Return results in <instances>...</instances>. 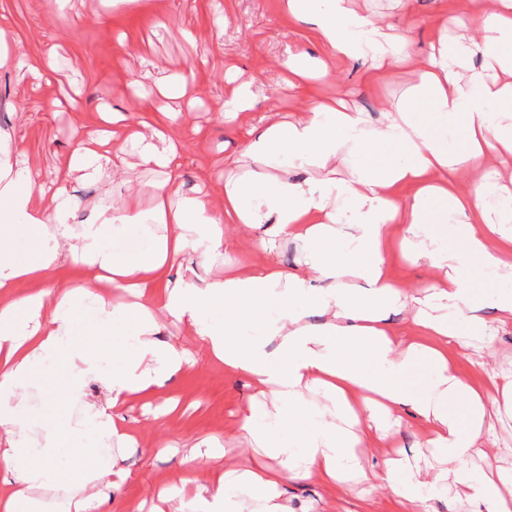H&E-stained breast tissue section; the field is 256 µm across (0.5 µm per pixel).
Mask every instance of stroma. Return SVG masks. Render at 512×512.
Returning a JSON list of instances; mask_svg holds the SVG:
<instances>
[{"instance_id": "1", "label": "stroma", "mask_w": 512, "mask_h": 512, "mask_svg": "<svg viewBox=\"0 0 512 512\" xmlns=\"http://www.w3.org/2000/svg\"><path fill=\"white\" fill-rule=\"evenodd\" d=\"M282 0H0V51L12 63L0 67V154L13 168H25L43 183H51L57 169L82 145L85 125L101 120L102 110L123 115L112 126L108 148L119 154L123 170L113 173L102 165L95 173L71 172L65 184L67 223L93 224L121 208L143 184L161 179L159 169L143 164L126 140L130 127L174 113L168 134L181 141L178 185L185 196L197 191L218 198L224 180L246 166L243 133L263 129L269 120H288L318 100L339 99L347 106L377 115L380 103L396 102L408 86L402 68L377 65L361 58H325L307 20H288ZM455 0H355L354 6L371 19L404 26L408 14L440 20L453 13ZM304 49L326 59L327 77L292 84L282 66L288 49ZM47 71L39 78L30 65ZM254 79L256 103L238 120L224 121L221 107L228 92L229 67ZM189 85L186 98L167 100L162 85L176 78ZM474 314L492 325V347L472 342L452 350L458 372L486 391L512 380V326L494 327L496 310L491 296H483ZM162 341L184 349L192 366L173 377L150 400L129 402L121 411L137 442L119 455L104 452L96 471L119 467L131 477L121 489L98 479L102 506L89 512H126V503L152 512L157 491L185 475V448L216 435L228 446L220 466L239 465L252 450L236 442L238 415L257 389L249 378L216 368L186 327L162 321ZM56 378L43 379L21 398L32 411L48 415L60 411L71 421L81 420L88 408L106 404L107 384L90 380L80 399L52 405ZM178 402L175 413L156 419L149 406ZM387 439L371 438L363 467L371 478L350 485H331L318 478L291 480L284 487L291 512H408L406 504L380 489L373 474L383 472L392 449L419 458L427 478L448 473L449 479L430 492L434 512H467L460 501V478L484 480L488 470L512 475V414L492 416V430L477 450L459 464L431 453L424 445L425 424L409 412ZM172 450L156 455L157 442Z\"/></svg>"}]
</instances>
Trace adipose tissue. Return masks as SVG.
<instances>
[{"label":"adipose tissue","mask_w":512,"mask_h":512,"mask_svg":"<svg viewBox=\"0 0 512 512\" xmlns=\"http://www.w3.org/2000/svg\"><path fill=\"white\" fill-rule=\"evenodd\" d=\"M283 8L294 20L314 17L329 56L396 63L415 70L416 81L377 120L336 100L269 122L246 140L252 166L225 179L219 206L206 194L171 204L180 149L162 126L130 133L142 163L166 173L146 191L150 208L134 201L98 224H67L63 177L53 182L54 206L37 210L33 175L0 165V465L11 475L0 489V512H45L33 488L60 486L68 512H87L91 475L61 484L58 462L134 442L119 407L156 394L184 367L181 351L156 338L161 317L190 329L212 360L248 376L261 393L238 422L255 452L251 463L212 469L199 482L194 469L221 456L216 438L204 437L188 451L190 472L179 490L162 491L166 501L191 504L207 494L212 512H288V480L366 479V423L382 428L410 409L426 425L427 446L461 462L480 447L490 411L512 410V382L496 395L470 386L448 351L461 336L485 333L465 314L477 281L494 287L497 323L512 324V183L487 163L492 154L512 156V0H461L483 38H440L424 59L415 55L412 29L375 22L350 0H285ZM476 53L478 71L467 64ZM296 169L303 179L292 178ZM467 171L477 175L468 192L461 187ZM133 224L158 231L146 247L112 248ZM228 224L262 227V249L291 243L315 255L313 274L275 260L241 269L224 237ZM200 240L203 265L223 264V276L201 285L191 274L168 280ZM395 251L439 270L423 295L396 283ZM64 257L115 289H136L138 302L99 304L87 284L74 282L18 292L21 283L47 279ZM403 311L423 342L398 339L390 317ZM310 313L319 323L307 321ZM81 316L93 317L99 335L119 337L111 356L74 336ZM59 367L69 398L93 378L106 379L112 393L74 428L40 425L20 398ZM63 430L90 446H64ZM380 480L411 512H430L418 462L388 458Z\"/></svg>","instance_id":"1"}]
</instances>
